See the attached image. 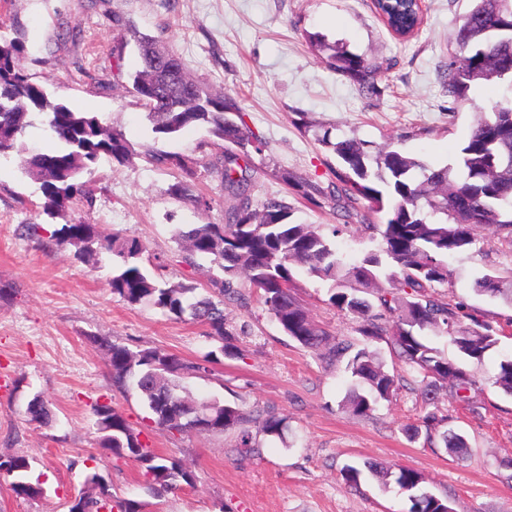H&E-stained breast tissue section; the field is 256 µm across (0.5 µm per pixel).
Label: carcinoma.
Masks as SVG:
<instances>
[{
	"label": "carcinoma",
	"mask_w": 512,
	"mask_h": 512,
	"mask_svg": "<svg viewBox=\"0 0 512 512\" xmlns=\"http://www.w3.org/2000/svg\"><path fill=\"white\" fill-rule=\"evenodd\" d=\"M474 2L454 34L455 51L445 68L448 96L457 104L474 103L482 80H496L512 90V0ZM378 8L397 32L416 26L413 0H378ZM127 35L142 60L132 92L148 109L153 132L171 135L203 126L224 141V149L209 162L224 191V223L190 224L177 233V240L185 244L184 263L209 257L221 275L211 280V294L201 293L194 282L162 281L140 264L144 246L139 240L103 239L93 224L62 225L54 233L56 246L72 250L76 259L87 263L103 250L115 255L118 262L108 279L112 294L131 306L150 303L173 320L204 324L207 335L219 342L217 351L205 357L209 363L218 361L220 354H237V332L227 324L224 305L239 300V281H247L284 334L304 349L325 352L334 361L346 360L345 369L362 387L344 404L355 417L367 416L396 391L397 377L370 350L375 342L389 343L428 387L421 424L409 429V437L422 436L430 445L440 442L452 452H463L466 441L449 427L451 416L441 412L437 391L449 386L466 403L463 392L473 380L460 362L443 355L427 336L450 337L462 359L480 363L497 348L503 328L464 313L460 304L434 297L425 288L449 281L447 259L472 247L475 227L492 230L512 250V98L499 101L476 120L456 164L433 166L397 149L356 138L334 140L328 131L315 133V139L336 156V181L325 186L288 171L280 178L302 188L309 203H329L342 210L347 223L379 235V250L350 262L336 254L321 231L293 222L294 207L286 199L273 196L259 204L253 200L248 148L260 152L265 142L244 121L231 118L241 116L236 100L204 91L186 74L177 53L135 26L127 27ZM313 43L326 67L352 80L360 94L379 93L377 68L367 55L338 48L318 35ZM23 55L21 41L0 43V155L15 152L24 157L26 168L40 181L42 213L54 218L73 202L92 204L94 166L103 158L125 163L133 146L121 133L103 127L96 116L50 101L45 88L26 73ZM37 122L52 141L47 150H32L24 141L27 129ZM150 158L181 171L182 180L171 187L174 195L193 201L200 210L210 208V200L195 193L191 159L161 151L150 153ZM371 214L378 221L370 220ZM300 271L330 284L329 302L339 311L361 316L358 333L363 347L333 336L313 321L294 293ZM382 277L398 293L380 287ZM474 288L512 306V287H502L494 271L476 279ZM466 319L471 324H464ZM108 367L115 385L135 382L154 422L169 432L190 429L189 421L199 414L206 424L202 434L238 430L236 447L244 454L258 447L259 434L282 438V417L268 414L258 421L236 405L196 402L187 395L178 379L209 372L198 362L155 348L133 350L112 343ZM493 380L512 395V354L501 357ZM27 414L45 425L53 420V412L38 396L29 402ZM93 414L101 447L138 462L153 494L195 486L189 467L147 448L140 433L112 405L98 403ZM31 469L25 456L0 455V476L10 479L19 498L43 493L42 486L30 480ZM367 474L385 487L393 482L407 493L408 512H452L448 501L426 490L424 477L412 469L393 471L373 463L363 470L352 465L343 469L351 486ZM88 483V491L69 504L68 512H142L139 501L113 495L98 474L89 476Z\"/></svg>",
	"instance_id": "obj_1"
}]
</instances>
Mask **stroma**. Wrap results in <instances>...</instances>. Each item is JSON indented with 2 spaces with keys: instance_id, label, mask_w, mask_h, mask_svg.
Listing matches in <instances>:
<instances>
[{
  "instance_id": "obj_1",
  "label": "stroma",
  "mask_w": 512,
  "mask_h": 512,
  "mask_svg": "<svg viewBox=\"0 0 512 512\" xmlns=\"http://www.w3.org/2000/svg\"><path fill=\"white\" fill-rule=\"evenodd\" d=\"M472 0H423V24L410 38L391 34L373 0H8L0 6V35L24 42L23 60L51 100L96 115L134 146L123 164L100 163L92 206L74 205L51 220L40 215L38 181L17 155L0 159V454L30 458L32 480L44 492L15 497L0 476V512H67L87 491L91 474L104 476L113 493L138 500L143 512H408L397 486L375 481L348 486L344 466L377 462L421 473L426 488L447 499L453 512H512V396L492 382L500 355L512 353V335L479 364L466 363L476 386L477 411L441 391L439 406L466 439L462 455L424 440H410L425 385L386 343L377 351L399 378L394 396L365 419L343 407L353 383L343 364L302 348L285 335L257 296L248 308L228 306V322L245 327L238 355L212 363L209 374L184 379L195 398L239 406L253 415L285 417L283 439L261 438L259 455H239L236 431L169 433L160 429L134 386L113 385L109 343L158 348L188 361L218 347L203 325L169 319L151 305L131 306L112 295V257L85 264L52 235L63 224L96 225L105 236L137 238L141 261L172 281L208 285L217 272L210 259L181 261L175 230L181 224L222 223L221 183L209 168L223 143L196 127L168 138L152 131L147 110L129 90L141 67L126 34L136 25L176 51L188 72L209 91L239 102L246 124L265 141L251 155L255 200L290 197L293 219L319 226L333 248L354 259L377 250L378 240L347 226L342 211L294 197L275 177L288 170L322 183L333 181L334 155L318 132L390 143L431 165L456 162L476 111H490L504 88L485 84L475 105L458 107L443 70L453 38ZM368 54L380 67V93L361 95L349 79L327 69L308 37ZM187 155L197 163L196 187L212 199L209 210L171 195L177 169L152 164L147 151ZM36 225L27 233L25 225ZM448 260L449 282L434 295L465 303L478 318L507 326L512 307L475 292L476 279L497 271L512 278V251L489 230ZM296 293L312 319L330 334L362 343L358 315L329 302V285L300 273ZM51 408L49 425L30 421L33 397ZM110 403L155 453L181 460L195 487L154 496L139 463L104 455L92 408Z\"/></svg>"
}]
</instances>
